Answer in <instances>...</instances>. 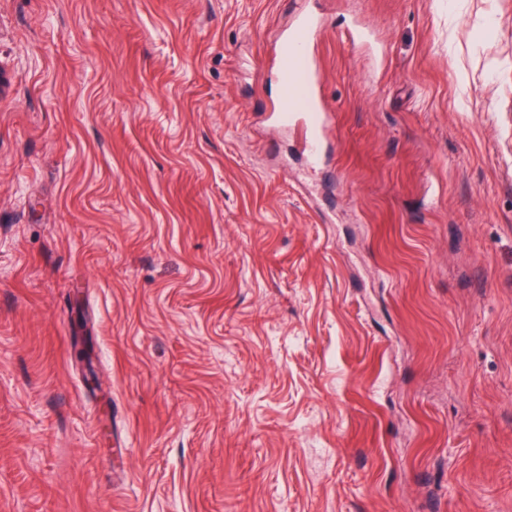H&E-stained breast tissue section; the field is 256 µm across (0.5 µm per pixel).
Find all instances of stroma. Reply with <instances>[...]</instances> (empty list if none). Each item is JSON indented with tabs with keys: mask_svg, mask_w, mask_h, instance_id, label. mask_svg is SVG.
Listing matches in <instances>:
<instances>
[{
	"mask_svg": "<svg viewBox=\"0 0 512 512\" xmlns=\"http://www.w3.org/2000/svg\"><path fill=\"white\" fill-rule=\"evenodd\" d=\"M0 512H512V0H0ZM318 28V19L304 14L284 38L279 66L280 94L273 108L278 124L292 125L302 133L303 151L314 169L321 162L322 132L330 122V114L315 105L318 75L313 65L312 43ZM305 108L307 112H303Z\"/></svg>",
	"mask_w": 512,
	"mask_h": 512,
	"instance_id": "1",
	"label": "stroma"
}]
</instances>
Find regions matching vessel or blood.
I'll use <instances>...</instances> for the list:
<instances>
[{
	"label": "vessel or blood",
	"mask_w": 512,
	"mask_h": 512,
	"mask_svg": "<svg viewBox=\"0 0 512 512\" xmlns=\"http://www.w3.org/2000/svg\"><path fill=\"white\" fill-rule=\"evenodd\" d=\"M319 21L305 14L285 39L280 58V94L273 108L278 124L292 125L302 134V147L310 166L322 159V133L330 122L329 113L317 106L315 85L318 80L313 65L312 43Z\"/></svg>",
	"instance_id": "b4317fda"
}]
</instances>
